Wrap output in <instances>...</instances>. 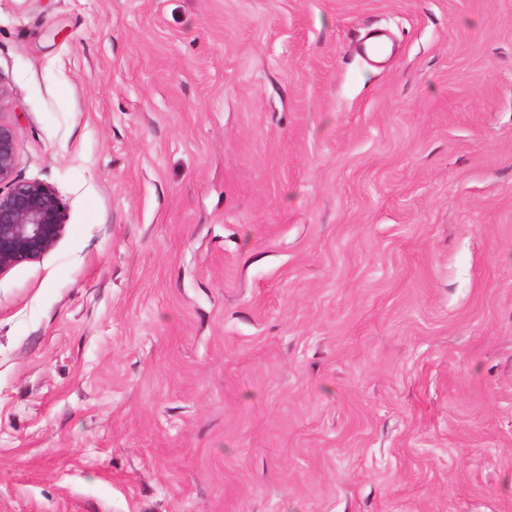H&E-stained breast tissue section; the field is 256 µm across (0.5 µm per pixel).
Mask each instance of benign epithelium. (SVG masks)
I'll return each mask as SVG.
<instances>
[{"instance_id": "1", "label": "benign epithelium", "mask_w": 512, "mask_h": 512, "mask_svg": "<svg viewBox=\"0 0 512 512\" xmlns=\"http://www.w3.org/2000/svg\"><path fill=\"white\" fill-rule=\"evenodd\" d=\"M15 138L10 123L0 119V275L41 259L56 245L66 215L56 190L41 181L13 177Z\"/></svg>"}]
</instances>
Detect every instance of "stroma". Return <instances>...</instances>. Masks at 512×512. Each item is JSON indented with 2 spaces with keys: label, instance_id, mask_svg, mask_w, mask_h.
<instances>
[{
  "label": "stroma",
  "instance_id": "35a3bbf8",
  "mask_svg": "<svg viewBox=\"0 0 512 512\" xmlns=\"http://www.w3.org/2000/svg\"><path fill=\"white\" fill-rule=\"evenodd\" d=\"M0 85V512H512V0H0ZM14 169L13 127L0 119V275L50 252L66 221L56 190L41 181L16 180Z\"/></svg>",
  "mask_w": 512,
  "mask_h": 512
}]
</instances>
